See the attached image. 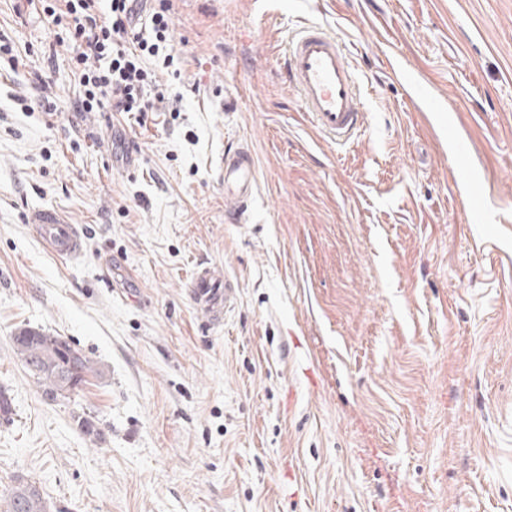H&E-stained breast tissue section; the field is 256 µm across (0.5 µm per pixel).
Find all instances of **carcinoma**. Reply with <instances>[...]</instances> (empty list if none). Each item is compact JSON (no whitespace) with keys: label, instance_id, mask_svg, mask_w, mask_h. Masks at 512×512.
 Listing matches in <instances>:
<instances>
[{"label":"carcinoma","instance_id":"obj_1","mask_svg":"<svg viewBox=\"0 0 512 512\" xmlns=\"http://www.w3.org/2000/svg\"><path fill=\"white\" fill-rule=\"evenodd\" d=\"M16 356L50 401L70 381L84 387L102 377V370L61 336L20 328L11 336ZM53 505L36 482L17 478L0 496V512H52Z\"/></svg>","mask_w":512,"mask_h":512}]
</instances>
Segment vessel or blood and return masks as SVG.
<instances>
[{
    "label": "vessel or blood",
    "mask_w": 512,
    "mask_h": 512,
    "mask_svg": "<svg viewBox=\"0 0 512 512\" xmlns=\"http://www.w3.org/2000/svg\"><path fill=\"white\" fill-rule=\"evenodd\" d=\"M286 71L296 89L304 112L315 127L336 144L348 143L365 125V112L359 86L353 74L349 53L336 35L326 27L306 23L289 33L286 43ZM423 112L440 113L444 106L426 88L411 85L408 92ZM441 136L448 141L457 163L459 185L475 220L484 216L485 179L468 162L469 144L462 140L452 124L441 123ZM224 184L231 189V198L245 205L253 194L255 160L251 150L241 147L226 151L222 162ZM43 240L51 251L74 259L83 253L78 228L63 223L50 210L35 218ZM195 303L211 312L216 321H223L224 310L234 299L235 290L223 273L213 266L196 265L191 278Z\"/></svg>",
    "instance_id": "obj_1"
}]
</instances>
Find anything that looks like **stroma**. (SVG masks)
Segmentation results:
<instances>
[{
    "label": "stroma",
    "instance_id": "obj_1",
    "mask_svg": "<svg viewBox=\"0 0 512 512\" xmlns=\"http://www.w3.org/2000/svg\"><path fill=\"white\" fill-rule=\"evenodd\" d=\"M171 18L175 66L146 58L161 97L139 121L73 111L70 46L0 0L23 61L0 70V493L23 477L57 512H512V219L473 221L386 57L446 100L512 212V0H174ZM304 22L350 51L368 121L347 145L287 80ZM239 146L256 185L237 213L221 160ZM130 148L137 169L113 164ZM41 210L80 229L79 258L46 247ZM203 262L236 288L219 324L189 291ZM24 326L102 378L47 400L13 351Z\"/></svg>",
    "mask_w": 512,
    "mask_h": 512
}]
</instances>
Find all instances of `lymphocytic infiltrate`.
I'll list each match as a JSON object with an SVG mask.
<instances>
[{
  "label": "lymphocytic infiltrate",
  "instance_id": "lymphocytic-infiltrate-1",
  "mask_svg": "<svg viewBox=\"0 0 512 512\" xmlns=\"http://www.w3.org/2000/svg\"><path fill=\"white\" fill-rule=\"evenodd\" d=\"M107 16H100L98 0H48L43 11L55 28V43L70 44L71 63L83 87L79 109L106 112H149L147 89L152 78L144 56H162L174 63L165 48L170 39L172 0H152L151 37L131 29L137 0H108Z\"/></svg>",
  "mask_w": 512,
  "mask_h": 512
}]
</instances>
